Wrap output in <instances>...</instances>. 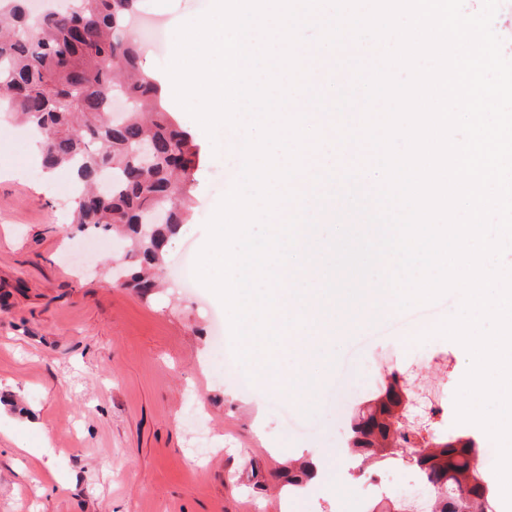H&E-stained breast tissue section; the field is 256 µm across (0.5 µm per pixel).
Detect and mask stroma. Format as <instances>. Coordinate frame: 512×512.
<instances>
[{
	"mask_svg": "<svg viewBox=\"0 0 512 512\" xmlns=\"http://www.w3.org/2000/svg\"><path fill=\"white\" fill-rule=\"evenodd\" d=\"M210 0H140L131 31L140 63L161 87L177 26ZM197 144L190 218L170 239L161 288L142 298L116 278L125 250L111 234L69 220L73 178L45 177L34 140L0 120V512H358L369 476L395 482L416 468L395 448L366 471L334 466L299 490L280 475L321 452L345 455L359 408L398 378L405 401L420 392L455 395L470 358L433 336L404 343L390 321L338 317L328 344L335 363L308 360L323 378L298 402L249 390L224 375V353L210 320L224 306L208 289L188 292L180 260L199 253L206 222L238 178V133L210 140L164 97ZM345 374L354 393L337 396ZM454 404L421 421L401 410L418 447H432L455 422ZM48 454L35 458L33 450Z\"/></svg>",
	"mask_w": 512,
	"mask_h": 512,
	"instance_id": "1",
	"label": "stroma"
}]
</instances>
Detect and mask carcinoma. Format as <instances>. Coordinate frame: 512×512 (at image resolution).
Returning <instances> with one entry per match:
<instances>
[{
  "label": "carcinoma",
  "mask_w": 512,
  "mask_h": 512,
  "mask_svg": "<svg viewBox=\"0 0 512 512\" xmlns=\"http://www.w3.org/2000/svg\"><path fill=\"white\" fill-rule=\"evenodd\" d=\"M137 0H70L65 10L29 13L26 0H0V112L30 125L44 144L47 169L76 172L73 223L123 229L133 240L126 285L148 294L156 287L161 247L189 218L192 172L200 160L190 134L160 100L156 79L138 66V47L125 31ZM120 93L133 107L114 121ZM149 142L154 155L140 164ZM401 406L395 386L351 428L361 465L390 456L408 442L392 418ZM477 442L457 436L417 454L433 485L439 512H493L490 490L471 467Z\"/></svg>",
  "instance_id": "obj_1"
}]
</instances>
